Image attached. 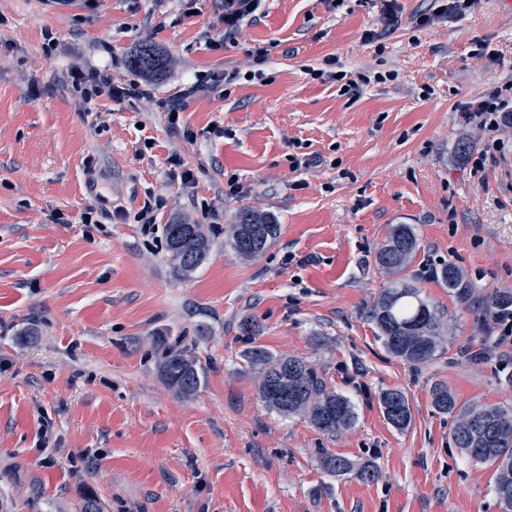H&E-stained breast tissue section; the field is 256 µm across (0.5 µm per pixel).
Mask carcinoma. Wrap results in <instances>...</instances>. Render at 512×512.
I'll use <instances>...</instances> for the list:
<instances>
[{"label":"carcinoma","instance_id":"1","mask_svg":"<svg viewBox=\"0 0 512 512\" xmlns=\"http://www.w3.org/2000/svg\"><path fill=\"white\" fill-rule=\"evenodd\" d=\"M128 63L151 81L162 79L167 68L164 54L150 44L139 45L129 55ZM279 229L272 215L245 208L228 225L224 244L235 256L254 259L263 254ZM165 237L172 271L179 278L192 277L212 251V240L202 224H167ZM418 248L417 235L410 225L392 227L387 242L376 253V263L393 276L392 283L367 308L366 317L390 355L421 367L434 361L441 352L450 323L419 287L401 276L414 262ZM435 276L455 293L460 303H471L472 290L459 267L445 263L435 271ZM505 309H512V293L495 294L488 299L490 313L496 315ZM158 350L159 366L168 384L183 396L195 394L201 385L202 372L189 348L177 341L163 342ZM248 359L257 374L260 399L269 409L284 416H302L328 434L340 433L355 424L354 404L328 390L323 374L308 360L278 357L260 346L248 351ZM430 397L436 412L452 417L454 446L472 461L495 467L494 493L502 512H512V406L461 403L443 383L432 386ZM379 402L392 427L403 430L409 426L412 413L405 392L385 391ZM322 467L332 476L353 472L368 482L378 477L376 466L357 468L342 456L324 457Z\"/></svg>","mask_w":512,"mask_h":512}]
</instances>
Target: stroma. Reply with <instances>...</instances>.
I'll list each match as a JSON object with an SVG mask.
<instances>
[{
  "label": "stroma",
  "mask_w": 512,
  "mask_h": 512,
  "mask_svg": "<svg viewBox=\"0 0 512 512\" xmlns=\"http://www.w3.org/2000/svg\"><path fill=\"white\" fill-rule=\"evenodd\" d=\"M445 3L397 0L390 27L385 0H261L214 48L224 0H0V512H81L88 497L102 512H501L493 467L454 447L430 389L512 405V345L496 347L479 304L512 292V124L489 149L464 109L512 85V0L455 19ZM422 12L435 20L419 28ZM144 42L168 61L151 98L84 109L70 67L139 80L127 57ZM231 69L170 128L157 100ZM244 208L280 226L251 260L224 247ZM179 221L214 241L189 279L166 249ZM395 224L419 242L405 278L452 325L424 367L388 354L365 316ZM443 262L475 305L436 279ZM178 337L203 368L190 397L158 367ZM254 346L315 364L354 404L352 428L268 410ZM391 389L409 399L402 431L380 407ZM327 455L379 476H331Z\"/></svg>",
  "instance_id": "35a3bbf8"
}]
</instances>
